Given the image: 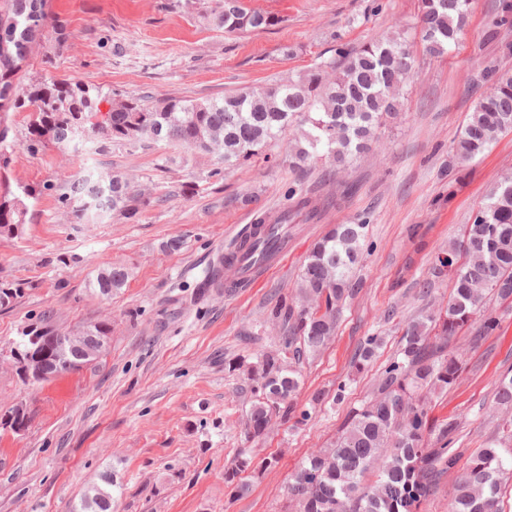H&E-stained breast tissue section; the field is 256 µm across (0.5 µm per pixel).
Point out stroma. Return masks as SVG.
I'll use <instances>...</instances> for the list:
<instances>
[{
    "mask_svg": "<svg viewBox=\"0 0 512 512\" xmlns=\"http://www.w3.org/2000/svg\"><path fill=\"white\" fill-rule=\"evenodd\" d=\"M278 17L276 26L229 35L170 0H47L65 26L61 51L35 45L27 76L51 75L103 90L203 101L244 87L307 74L338 48L352 49L414 25L419 0H244ZM499 0H470V22L458 45L441 57L419 52L420 67L404 89L401 114L380 130L378 147L337 170L315 159L307 173L288 166L281 138L242 168L209 177L211 161L171 158L158 148L107 144L85 153L23 147L29 115L8 112L14 149L11 188L39 186L59 173L118 171L170 199L131 219L69 223L54 195L28 200L30 220L15 236H0V282L22 294L0 307V350L30 324L49 319L59 333L101 320L112 325L104 355L82 370L38 385L22 381L0 357V414L23 407L24 433H0V512H67L101 474L122 491L112 512H284L300 463L336 436L351 409L369 401L374 378L397 352L403 323L447 306L453 285L431 276L433 262L461 240L473 213L503 176L512 174V133L458 165L454 147L469 112L488 89L483 69L512 71V55L483 38ZM307 190L316 211L297 210L285 194ZM252 203H242L243 195ZM288 215V255L233 291L205 282L257 216ZM367 216L369 228L336 334L301 366L296 401L350 380L344 403L313 410L304 425L277 420L263 438H246L250 392L225 361L255 362L277 348L280 332L266 321L275 293H294L314 243L332 225ZM172 238L179 251L165 250ZM124 267L128 279L110 298L89 288L98 272ZM499 328L479 343L471 331L452 337L466 352L457 384L434 399V416L457 419L464 454L498 432L486 411L498 381L512 372V301L493 302ZM383 344L364 371L355 354L367 336ZM276 458L244 497L228 500L224 469L238 449Z\"/></svg>",
    "mask_w": 512,
    "mask_h": 512,
    "instance_id": "1",
    "label": "stroma"
}]
</instances>
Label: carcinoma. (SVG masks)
<instances>
[{"instance_id": "1", "label": "carcinoma", "mask_w": 512, "mask_h": 512, "mask_svg": "<svg viewBox=\"0 0 512 512\" xmlns=\"http://www.w3.org/2000/svg\"><path fill=\"white\" fill-rule=\"evenodd\" d=\"M470 0H421L419 35L427 54L440 57L459 42L469 25ZM199 17L229 34L263 31L275 16L246 9L241 0H207ZM512 22V0H502L501 15L487 32ZM54 32V49L67 41L65 27L46 11L44 0H0V110L31 114L24 147L35 155L50 144L75 141L96 150L104 142L120 145H163L191 156H215L228 167L265 154L270 143L291 126H309L292 148L289 167L304 169L324 155L345 167L372 149L377 129L402 108V90L417 74L419 60L406 38L379 37L352 50L340 49L315 64L306 77L260 89L227 93L219 100L194 101L105 92L100 87L45 76L25 84L22 64L41 36ZM483 77L491 88L475 103L455 153L462 162L482 154L497 137L512 132V73L494 66ZM44 189L52 191L74 224L101 221L108 214L131 218L168 201L170 195L132 183L119 172L61 176ZM10 186L0 191V236L13 235L27 223L26 198L37 190ZM283 218L261 215L212 271L238 260L263 263L281 234ZM367 220L339 224L312 248L303 265L299 299L286 295L269 310L282 331L277 350L265 351L253 365L240 359L224 364L241 373L251 393L243 419L248 438L260 439L273 420L299 414L294 402L300 386L298 365L321 350L335 333L343 302L360 283L353 268L362 254ZM436 278L451 276L453 294L444 310L409 320L402 328L399 349L376 380L373 398L347 414L329 447L308 457L293 475L288 497L295 512H417L435 496L443 476L454 471L462 452L454 447L458 422L430 417L431 398L453 387L463 369V352L448 349V340L478 324L472 341L490 335L497 317L487 300L512 298V178L487 196L467 226L464 239L437 257ZM127 273L117 267L101 270L93 287L104 297L122 288ZM55 332L49 325L22 332L17 345L36 347L30 336ZM381 337L360 343L356 365H370ZM490 414L500 420L498 436L472 455L456 477L448 512H502L499 477L512 466V377L502 378ZM272 461L257 462L241 449L224 469V486L232 499L248 485L244 472L261 474ZM70 505L69 512H108L112 507V475H101Z\"/></svg>"}]
</instances>
